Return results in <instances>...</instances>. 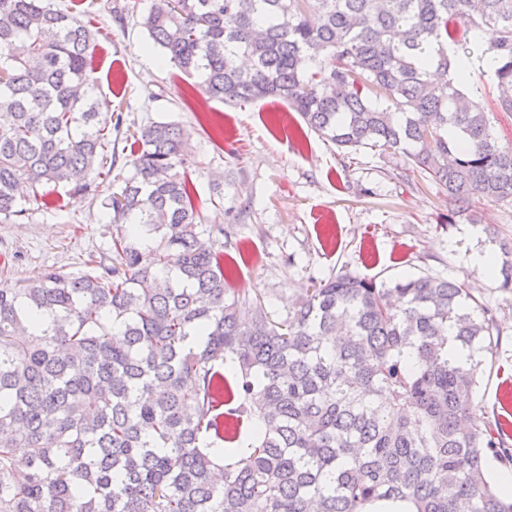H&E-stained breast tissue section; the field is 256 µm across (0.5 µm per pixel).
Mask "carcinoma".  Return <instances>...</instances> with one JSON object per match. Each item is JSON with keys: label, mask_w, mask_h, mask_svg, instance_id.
Segmentation results:
<instances>
[{"label": "carcinoma", "mask_w": 512, "mask_h": 512, "mask_svg": "<svg viewBox=\"0 0 512 512\" xmlns=\"http://www.w3.org/2000/svg\"><path fill=\"white\" fill-rule=\"evenodd\" d=\"M141 26L210 100L284 102L345 156H402L395 179L460 212L512 201L490 121L512 114V0H154ZM484 34L490 100L448 78ZM94 40L54 0H0V219L25 215L22 180L99 188ZM187 138L173 122L133 133L108 254L0 286V512H512L486 474L512 451L472 398L494 309L451 278L341 272L274 320L226 287ZM227 415L250 423L230 467Z\"/></svg>", "instance_id": "1"}]
</instances>
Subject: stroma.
<instances>
[{
    "instance_id": "stroma-1",
    "label": "stroma",
    "mask_w": 512,
    "mask_h": 512,
    "mask_svg": "<svg viewBox=\"0 0 512 512\" xmlns=\"http://www.w3.org/2000/svg\"><path fill=\"white\" fill-rule=\"evenodd\" d=\"M100 28L89 64L100 122L119 128L112 183L98 194L48 207L22 187L24 217L0 219V284L50 267L70 275L88 254L108 251L117 232L104 204L131 171L129 135L153 121L189 134L188 175L201 223L223 226L225 258L235 260L228 287L287 318L302 289L341 272L377 280L428 273L466 283L496 309L499 354L473 393L485 418L512 421V292L465 269L471 252L501 256L512 241V202L474 199L449 215L448 198L428 181L392 179L401 158L364 151L345 158L275 99L226 105L205 99L200 80L146 51L141 27L153 0H56ZM122 124H115V116ZM500 227L498 238L485 225Z\"/></svg>"
}]
</instances>
